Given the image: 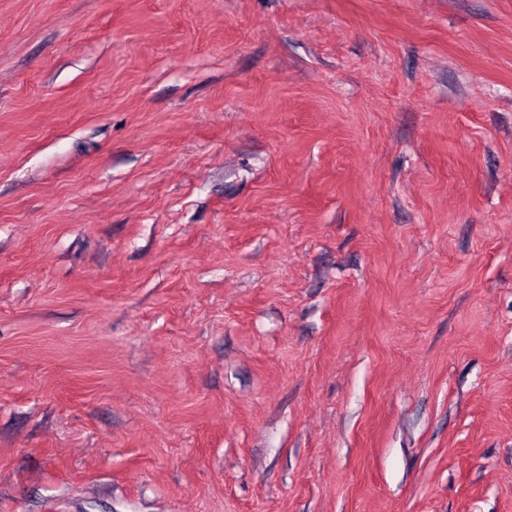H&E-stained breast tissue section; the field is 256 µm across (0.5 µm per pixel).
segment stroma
Here are the masks:
<instances>
[{"label":"stroma","mask_w":512,"mask_h":512,"mask_svg":"<svg viewBox=\"0 0 512 512\" xmlns=\"http://www.w3.org/2000/svg\"><path fill=\"white\" fill-rule=\"evenodd\" d=\"M0 512H512V0H0Z\"/></svg>","instance_id":"1"}]
</instances>
